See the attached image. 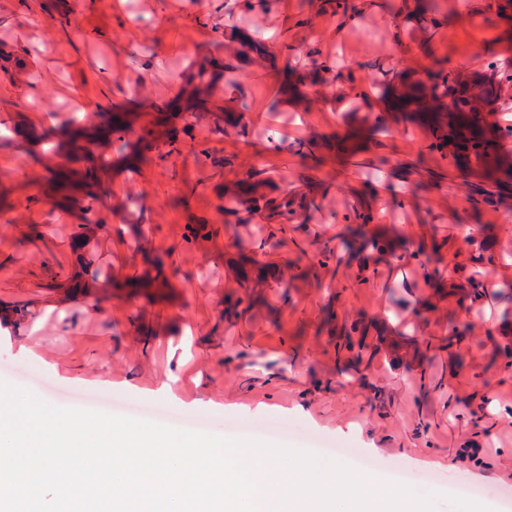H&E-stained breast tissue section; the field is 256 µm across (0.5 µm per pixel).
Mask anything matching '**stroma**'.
Listing matches in <instances>:
<instances>
[{"label": "stroma", "mask_w": 512, "mask_h": 512, "mask_svg": "<svg viewBox=\"0 0 512 512\" xmlns=\"http://www.w3.org/2000/svg\"><path fill=\"white\" fill-rule=\"evenodd\" d=\"M363 20L341 21L309 0H0V380L49 394L111 398L116 415L145 409L156 422L297 449L313 441L360 451L371 475L406 468L418 493L429 476L453 474L498 512L512 496V368L493 362L512 337V309L495 296L512 283V184L497 206L473 193L480 173L451 161L416 159L429 129L377 105L387 71L422 72L436 62L486 73L512 51V22L489 26L484 0H441L447 23L432 41L362 0ZM262 40L267 57L227 72L214 101L245 93L247 136L220 112L175 118L185 78L205 56L230 60L235 35ZM317 50L331 90L358 69L367 99L281 101V70L309 68ZM130 125L123 137L112 115ZM166 126L177 151L159 158L134 130ZM372 134L385 171L341 167L339 138ZM285 143L272 150L271 141ZM306 142V157L290 153ZM234 165L220 167L219 159ZM261 173L294 192L303 210L277 251L256 252L241 278L237 245L258 239L261 220L237 223L219 210L223 190ZM369 209L374 227L438 248L437 269L457 284L481 273L489 292L466 310L459 296L430 288L419 263L383 256L368 280L360 247L341 264L318 266L324 245L347 238L345 213ZM475 237L467 244L461 234ZM162 254L154 268L146 256ZM264 297L274 314L229 316L236 299ZM470 338L441 349L449 318ZM370 322L368 369L339 373L329 336ZM482 448L463 457L462 444Z\"/></svg>", "instance_id": "stroma-1"}]
</instances>
